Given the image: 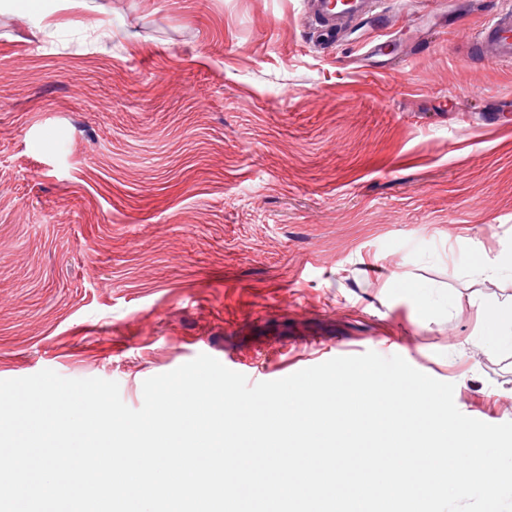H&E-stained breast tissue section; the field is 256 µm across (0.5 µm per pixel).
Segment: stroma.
<instances>
[{"label": "stroma", "mask_w": 512, "mask_h": 512, "mask_svg": "<svg viewBox=\"0 0 512 512\" xmlns=\"http://www.w3.org/2000/svg\"><path fill=\"white\" fill-rule=\"evenodd\" d=\"M0 0V380L117 382L198 354L272 381L403 357L512 421V65L471 53L512 0H380L315 48L307 0ZM383 34H377L376 37L370 38L364 42L363 48L369 57H386L390 68L400 65L406 61V55L403 52L388 51L391 41L382 40ZM484 313L491 324L501 326L498 331L512 335V302L484 307Z\"/></svg>", "instance_id": "35a3bbf8"}]
</instances>
